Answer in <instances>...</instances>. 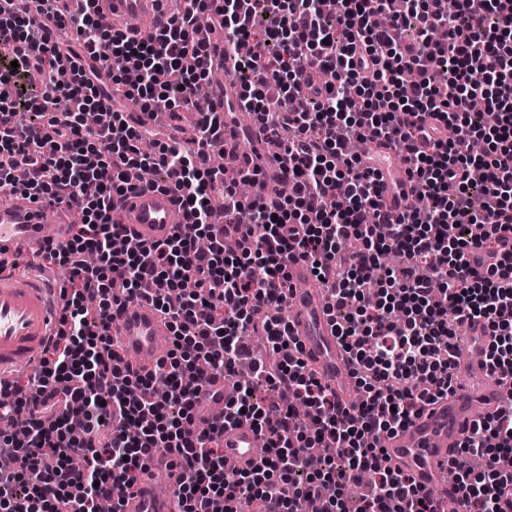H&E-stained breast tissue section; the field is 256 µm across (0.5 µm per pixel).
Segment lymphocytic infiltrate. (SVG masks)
I'll use <instances>...</instances> for the list:
<instances>
[{
    "label": "lymphocytic infiltrate",
    "instance_id": "lymphocytic-infiltrate-1",
    "mask_svg": "<svg viewBox=\"0 0 512 512\" xmlns=\"http://www.w3.org/2000/svg\"><path fill=\"white\" fill-rule=\"evenodd\" d=\"M21 0H0V194L44 209L76 204L70 239L41 259L0 253V270H66L59 330L26 377L0 379V512H121L149 463L182 472L179 512H512V0H185L152 39L112 31L90 10L38 0L54 29H35ZM205 13L224 45L247 47L244 112L274 128L287 194L268 203L199 162L219 141L212 110L192 111L174 140L141 143L155 104L189 109L207 76L196 37ZM413 25L406 39L402 29ZM273 52H266L265 44ZM316 106L298 107L305 72ZM141 115L117 112L114 96ZM481 103L494 124L472 120ZM404 153L419 203L397 218L352 139ZM153 172L185 222L166 241L132 243L121 224L130 170ZM224 224L210 218L213 193ZM241 249L226 254L225 239ZM402 264L384 267L382 254ZM303 260L333 301L337 334L364 399L342 409L308 369L278 313L288 264ZM168 321L158 374L134 372L110 328L140 299ZM483 322L503 403L476 419L459 452L469 467L447 496L417 489L381 459L379 442L454 389L458 323ZM234 377L223 416L194 431L199 387ZM271 386L277 398L262 399ZM248 420L267 448L253 469L224 461L226 426ZM371 474L359 485L361 474Z\"/></svg>",
    "mask_w": 512,
    "mask_h": 512
}]
</instances>
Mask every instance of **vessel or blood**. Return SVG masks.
<instances>
[{"instance_id": "vessel-or-blood-1", "label": "vessel or blood", "mask_w": 512, "mask_h": 512, "mask_svg": "<svg viewBox=\"0 0 512 512\" xmlns=\"http://www.w3.org/2000/svg\"><path fill=\"white\" fill-rule=\"evenodd\" d=\"M166 0H93L94 13L113 31L130 37L139 36V23L153 30L166 24ZM205 65L213 92L216 112L230 115L236 105L239 84L234 78L232 59L224 55V37L213 30L206 40ZM271 136L254 129L251 148L261 157V170L253 187L255 194L276 199L283 182L280 162L268 153ZM365 156L383 157V198L393 212L413 203L404 177L406 164L401 154L386 142L367 141ZM74 208L62 207L56 224L46 225L42 214L30 199L15 195L9 204L0 205V251L32 257L40 252L44 237L66 241L71 232ZM184 216L173 202L171 193L154 188L143 180L131 183L122 209V222L138 239L163 241L169 238ZM314 277L308 263L296 261L288 265L291 313L289 330L298 341L301 357L316 376L333 391L337 403L347 410L358 409L361 394L350 375L347 355L336 332L329 311V301L321 289L312 285ZM58 303L46 282L0 274V375L31 367L38 359L47 339L56 330ZM121 338L124 357L141 374L154 372L169 348V333L155 307L148 301L130 306L114 321ZM468 348L457 351L454 363L466 381L448 398L427 406L424 412L405 428L383 438L386 463L408 474L414 485L433 494H445L444 472L450 457L457 451L467 429L474 421L473 405L496 408L503 393L496 377L484 363L489 337L483 325L469 330ZM229 383L221 377L207 379L198 391L194 410V427L207 428L219 417L226 404ZM257 433L243 422L224 430V460L240 470L250 469L256 459ZM179 472L165 460L155 461L149 475L144 476L140 490L126 498L122 512H176L174 491Z\"/></svg>"}]
</instances>
